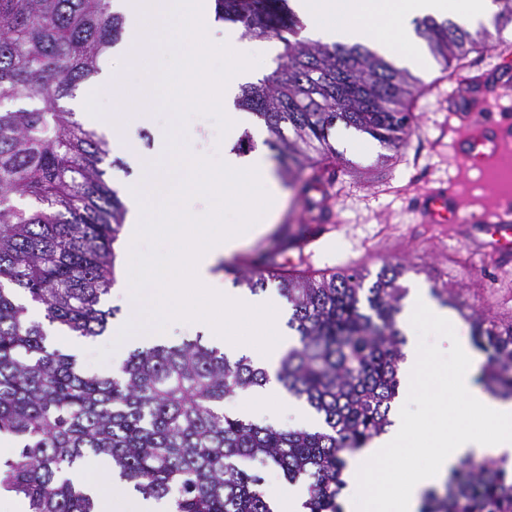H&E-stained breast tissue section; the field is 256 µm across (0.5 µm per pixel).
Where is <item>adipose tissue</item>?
I'll return each instance as SVG.
<instances>
[{
  "instance_id": "ef3b65f1",
  "label": "adipose tissue",
  "mask_w": 512,
  "mask_h": 512,
  "mask_svg": "<svg viewBox=\"0 0 512 512\" xmlns=\"http://www.w3.org/2000/svg\"><path fill=\"white\" fill-rule=\"evenodd\" d=\"M303 25L300 39L323 44L362 45L392 60L398 67L424 73L428 70L416 22L432 16L466 27L489 24L497 10L493 0H289ZM430 323L447 335L454 320L447 310L417 298L403 322L412 338L402 368L404 395L422 397L432 370L440 367L439 356L417 342L420 323ZM453 353L466 363L456 372L447 399L433 411L426 427H418L401 408L391 411L393 424L373 438L349 464L346 475V512H419L424 493L442 482L461 460H512V401L478 392L468 367L473 355L466 344L457 343ZM487 415L495 430L477 436L458 423L453 413L457 401ZM419 448L430 457L428 466L413 469L401 492H393L378 476L377 468L395 453ZM109 461L97 459L82 465L78 479L95 494V512H166V504L133 497L127 485L112 476Z\"/></svg>"
}]
</instances>
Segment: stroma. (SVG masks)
<instances>
[{"mask_svg": "<svg viewBox=\"0 0 512 512\" xmlns=\"http://www.w3.org/2000/svg\"><path fill=\"white\" fill-rule=\"evenodd\" d=\"M491 44L489 52L469 56L458 80L480 82L512 62V40L496 34ZM458 80H431L430 91L416 100L412 132L396 159H386V150L378 143L365 155L350 156L341 138L333 137L340 158L332 169L331 188L300 195L281 186L278 219L268 232L228 257V264L244 266L273 240L301 236L325 198L333 207V227L313 245L307 259L310 269H359L373 277L384 265L399 264L404 268L399 283L408 294L428 296L433 289L450 288L467 314L495 321L512 317V264L496 263L472 225L427 224L417 211L419 192L429 186L450 183L477 197L494 192L479 174L461 173L448 161V128L455 122L450 100ZM174 124L171 111L156 107L151 128L135 131L126 169L108 170L106 179L112 187L124 190L136 178L135 152L151 148L156 134ZM184 133L192 154L222 158L224 140L212 117L190 116Z\"/></svg>", "mask_w": 512, "mask_h": 512, "instance_id": "35a3bbf8", "label": "stroma"}]
</instances>
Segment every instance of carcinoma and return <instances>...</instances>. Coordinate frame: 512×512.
<instances>
[{
    "label": "carcinoma",
    "instance_id": "obj_1",
    "mask_svg": "<svg viewBox=\"0 0 512 512\" xmlns=\"http://www.w3.org/2000/svg\"><path fill=\"white\" fill-rule=\"evenodd\" d=\"M112 2L0 0V435L19 447L0 462V484L27 512H93L68 471L107 457L142 495L172 498L175 512H272L260 471L273 467L307 483L309 512H343V454L386 432L399 394L400 266H384L367 288L355 270L290 274L278 261L282 243L245 270L224 268L254 294L276 283L290 306L299 345L277 378L322 418L321 430L226 413L225 399L266 385L268 375L200 335L139 348L108 375L79 369L47 343L45 320L96 338L117 314L105 301L126 208L101 168L109 141L67 107L123 37ZM215 8L242 36L284 43L276 68L243 86L238 105L263 123V144L288 184L329 180L338 125L401 154L415 98L427 89L409 71L358 45L290 40L299 20L288 0H215ZM419 29L445 73L490 47L485 29L432 17ZM464 318L487 354L481 381L512 399V319ZM420 512H512V475L502 460L467 458L443 491L425 494Z\"/></svg>",
    "mask_w": 512,
    "mask_h": 512
}]
</instances>
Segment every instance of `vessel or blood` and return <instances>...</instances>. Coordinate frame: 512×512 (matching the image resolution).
I'll return each instance as SVG.
<instances>
[{"label":"vessel or blood","instance_id":"b4317fda","mask_svg":"<svg viewBox=\"0 0 512 512\" xmlns=\"http://www.w3.org/2000/svg\"><path fill=\"white\" fill-rule=\"evenodd\" d=\"M456 95L467 110L459 115L455 161L468 170L495 168L503 156L512 154V115L503 114L496 122L479 119V112L488 109L487 83H460ZM418 211L427 224H456L462 215H469L487 236L491 254L499 260L512 258V190L499 188L490 205L475 207L459 191L432 187L420 195Z\"/></svg>","mask_w":512,"mask_h":512}]
</instances>
